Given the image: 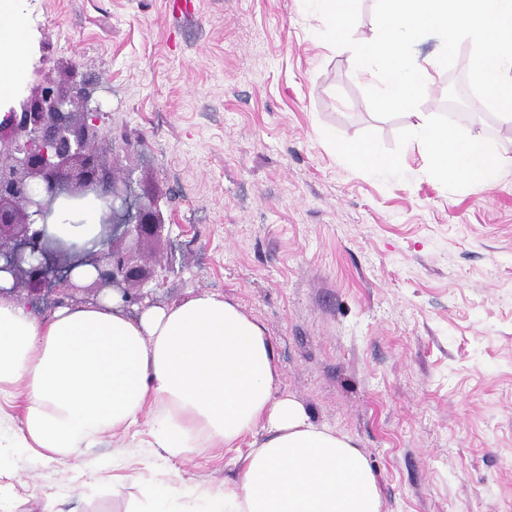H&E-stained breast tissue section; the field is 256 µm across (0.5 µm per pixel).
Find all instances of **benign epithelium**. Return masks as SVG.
I'll return each mask as SVG.
<instances>
[{
  "label": "benign epithelium",
  "instance_id": "benign-epithelium-1",
  "mask_svg": "<svg viewBox=\"0 0 512 512\" xmlns=\"http://www.w3.org/2000/svg\"><path fill=\"white\" fill-rule=\"evenodd\" d=\"M101 119L92 80L72 95L45 82L36 94L0 106V271L11 274V292L24 287L49 306L66 305L71 273L85 265L96 272V291L107 288L128 307L151 297L131 292L144 274L115 242L136 245L161 224L160 212L141 200L130 174L102 168L95 153ZM90 194L105 208L100 248L79 250L50 233L48 220L57 199Z\"/></svg>",
  "mask_w": 512,
  "mask_h": 512
}]
</instances>
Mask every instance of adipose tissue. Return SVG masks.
<instances>
[{
	"instance_id": "ef3b65f1",
	"label": "adipose tissue",
	"mask_w": 512,
	"mask_h": 512,
	"mask_svg": "<svg viewBox=\"0 0 512 512\" xmlns=\"http://www.w3.org/2000/svg\"><path fill=\"white\" fill-rule=\"evenodd\" d=\"M28 23L0 0V100L23 82ZM60 235L92 240L100 212L63 209ZM0 273V398L23 390L16 425L0 426V455L25 449L77 459L117 431L147 422L152 447L179 459L236 446L257 425L238 482L187 485L172 472L139 480L130 512H383L377 479L353 441L314 424L293 396H275L273 346L263 327L222 295L201 291L130 316L118 296L44 314L11 295Z\"/></svg>"
}]
</instances>
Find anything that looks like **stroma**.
Wrapping results in <instances>:
<instances>
[{"label": "stroma", "instance_id": "1", "mask_svg": "<svg viewBox=\"0 0 512 512\" xmlns=\"http://www.w3.org/2000/svg\"><path fill=\"white\" fill-rule=\"evenodd\" d=\"M30 58L20 87L43 79L107 87L98 156L132 171L162 225L129 263L165 307L221 293L259 323L275 352L276 395L353 440L384 512H512V167L485 189L447 191L415 143L405 179L347 166L323 130L376 131L394 147L407 117H376L352 53L318 37L301 0H22ZM440 40L414 46L427 115L458 123L512 157V123L470 106ZM137 153L123 151L125 143ZM255 427L235 448L169 462L185 481H235ZM145 434L106 437L90 457L0 460V512H128L113 496L117 459L149 476Z\"/></svg>", "mask_w": 512, "mask_h": 512}]
</instances>
